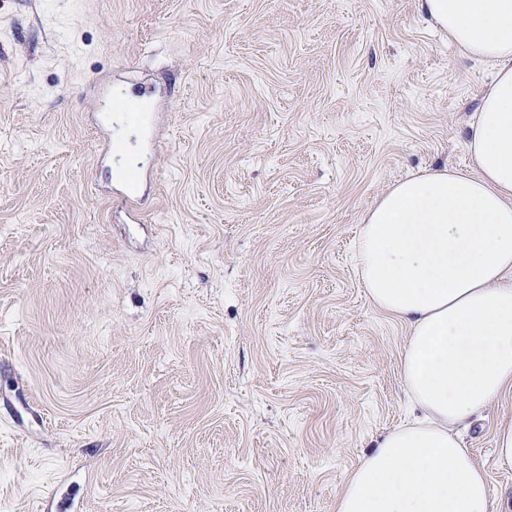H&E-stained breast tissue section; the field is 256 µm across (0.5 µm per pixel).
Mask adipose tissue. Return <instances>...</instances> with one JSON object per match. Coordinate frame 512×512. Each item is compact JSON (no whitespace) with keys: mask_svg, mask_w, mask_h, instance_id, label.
Returning <instances> with one entry per match:
<instances>
[{"mask_svg":"<svg viewBox=\"0 0 512 512\" xmlns=\"http://www.w3.org/2000/svg\"><path fill=\"white\" fill-rule=\"evenodd\" d=\"M491 83L469 126L467 169L394 183L359 226L357 270L408 328L401 376L414 415L346 479L336 512H489L459 430L512 390V0H420Z\"/></svg>","mask_w":512,"mask_h":512,"instance_id":"adipose-tissue-1","label":"adipose tissue"}]
</instances>
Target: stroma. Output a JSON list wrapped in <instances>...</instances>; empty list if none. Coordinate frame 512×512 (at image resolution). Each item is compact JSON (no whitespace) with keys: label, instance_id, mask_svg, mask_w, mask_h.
<instances>
[{"label":"stroma","instance_id":"35a3bbf8","mask_svg":"<svg viewBox=\"0 0 512 512\" xmlns=\"http://www.w3.org/2000/svg\"><path fill=\"white\" fill-rule=\"evenodd\" d=\"M488 76L419 0H0V512H336L406 418L360 218L467 167Z\"/></svg>","mask_w":512,"mask_h":512}]
</instances>
